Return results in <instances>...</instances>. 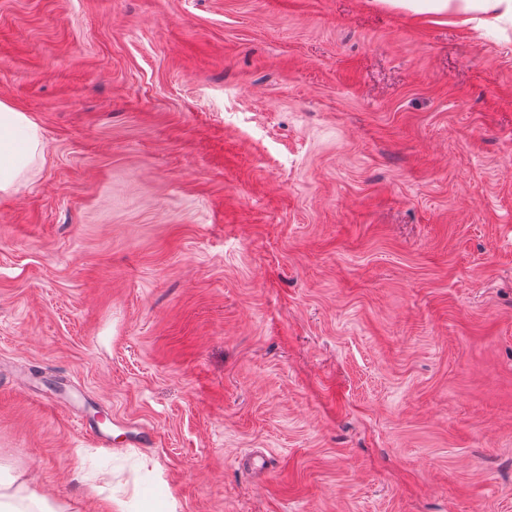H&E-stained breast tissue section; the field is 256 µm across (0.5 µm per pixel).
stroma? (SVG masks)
Masks as SVG:
<instances>
[{"label": "stroma", "instance_id": "obj_1", "mask_svg": "<svg viewBox=\"0 0 512 512\" xmlns=\"http://www.w3.org/2000/svg\"><path fill=\"white\" fill-rule=\"evenodd\" d=\"M0 100L43 147L0 195V468L80 512H512V23L0 0Z\"/></svg>", "mask_w": 512, "mask_h": 512}]
</instances>
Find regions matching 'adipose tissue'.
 Masks as SVG:
<instances>
[{
  "label": "adipose tissue",
  "instance_id": "1",
  "mask_svg": "<svg viewBox=\"0 0 512 512\" xmlns=\"http://www.w3.org/2000/svg\"><path fill=\"white\" fill-rule=\"evenodd\" d=\"M395 6L433 13L478 16L493 25L512 21V0H389ZM42 153L40 130L23 112L0 100V192L30 173ZM0 512H53L45 498L32 489L24 473L0 476Z\"/></svg>",
  "mask_w": 512,
  "mask_h": 512
}]
</instances>
